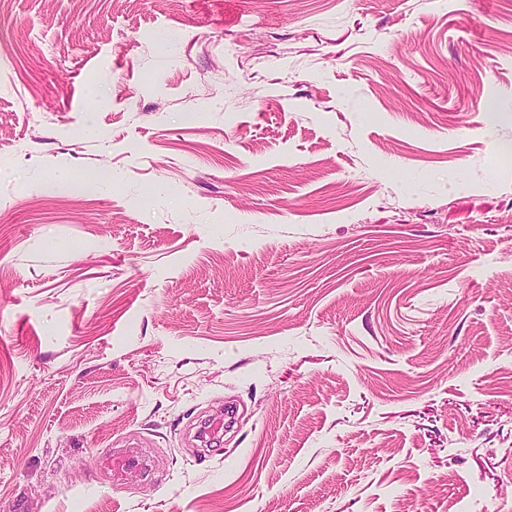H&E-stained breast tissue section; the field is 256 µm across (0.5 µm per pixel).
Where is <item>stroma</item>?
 Masks as SVG:
<instances>
[{
    "label": "stroma",
    "instance_id": "1",
    "mask_svg": "<svg viewBox=\"0 0 512 512\" xmlns=\"http://www.w3.org/2000/svg\"><path fill=\"white\" fill-rule=\"evenodd\" d=\"M0 512H512V0H0Z\"/></svg>",
    "mask_w": 512,
    "mask_h": 512
}]
</instances>
